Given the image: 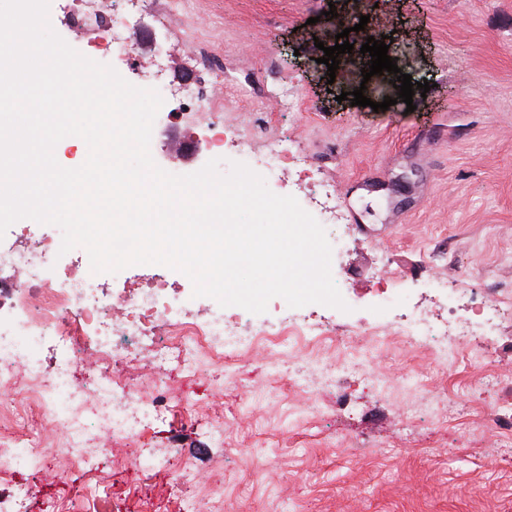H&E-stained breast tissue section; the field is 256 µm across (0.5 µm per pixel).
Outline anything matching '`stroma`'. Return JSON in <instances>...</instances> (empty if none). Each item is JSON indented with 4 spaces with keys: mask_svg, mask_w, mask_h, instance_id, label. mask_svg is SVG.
I'll return each mask as SVG.
<instances>
[{
    "mask_svg": "<svg viewBox=\"0 0 512 512\" xmlns=\"http://www.w3.org/2000/svg\"><path fill=\"white\" fill-rule=\"evenodd\" d=\"M76 4L50 0L49 22L79 53L138 86L162 47L166 80L221 98L227 124L260 141L286 136L307 172L287 169L269 182L273 193L294 196L315 216L321 185L336 187L339 215L325 232L343 242L331 274L349 312L292 308L279 297L259 315L223 307L194 296L187 276L162 265L97 274L116 298L161 280L170 299L242 328L296 317L336 338L321 348L336 364L335 386L316 383L304 395L293 387L303 356L288 359L276 381L248 357L231 369L203 361L194 376L178 378L183 401L148 420L141 447L175 449L210 472L233 512H512V431L497 424L512 400V316L491 331V371L470 355L443 366L393 346L370 366L353 339L422 310L446 316L445 282L458 286L462 315L472 291L512 298V0H192L196 44L176 20L130 9L132 57L96 49ZM364 15L367 34L389 36L402 73L430 83L426 95L408 104L395 88H371L372 103L362 107L329 93L315 43L333 46ZM286 86L296 92L289 112L277 104ZM388 96L395 105L374 111ZM183 112L182 99L169 98L150 143L156 165L177 175L217 157L170 153L171 141L190 146L206 135ZM384 262L398 274L391 288L409 298L404 307L384 300ZM204 422L223 427V446L209 441ZM176 483L172 467L75 469L43 487L29 512H185Z\"/></svg>",
    "mask_w": 512,
    "mask_h": 512,
    "instance_id": "1",
    "label": "stroma"
}]
</instances>
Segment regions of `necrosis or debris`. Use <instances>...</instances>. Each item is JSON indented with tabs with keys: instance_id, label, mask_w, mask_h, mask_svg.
I'll list each match as a JSON object with an SVG mask.
<instances>
[{
	"instance_id": "1",
	"label": "necrosis or debris",
	"mask_w": 512,
	"mask_h": 512,
	"mask_svg": "<svg viewBox=\"0 0 512 512\" xmlns=\"http://www.w3.org/2000/svg\"><path fill=\"white\" fill-rule=\"evenodd\" d=\"M77 20L113 53L132 52L126 16L115 13L103 19L97 0H82ZM155 88L162 98L178 96L189 102L186 118L205 124L212 148L232 140L240 162L261 168L267 177H280L288 165L300 164L287 138L274 136L259 145L243 129L225 124L220 104L207 91L165 82ZM59 248V242L50 240L25 250L0 249V308L10 309L7 317L0 318V390L34 399L42 427L41 433L0 442V472H40L50 459L92 471L109 462L115 445L131 448L129 463L136 471L164 467L171 449L141 448L137 442L149 410L165 408L174 396L172 372L194 375L205 355L220 361L259 352L276 380L288 353L311 351L331 341L326 331L310 325L287 323L274 331L242 332L221 314L199 319L185 306L167 300L161 282L136 295L112 299L99 293L77 269L57 266ZM509 311L512 302L482 296L465 320L438 328L421 315L406 328H394L387 340L417 351L430 350L448 363L472 351L489 365L492 357L476 349L474 342ZM160 326L166 329L162 340L154 337ZM24 336L38 343L51 336L62 344L65 352L52 372H45L37 353L21 344ZM142 354L151 365L146 393L112 372L113 358ZM47 430L62 433V441L46 447Z\"/></svg>"
}]
</instances>
